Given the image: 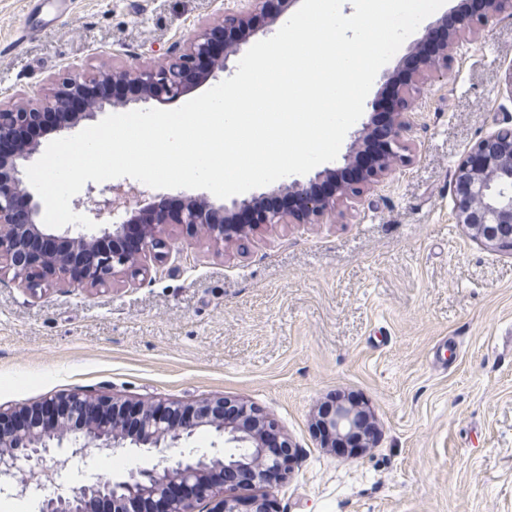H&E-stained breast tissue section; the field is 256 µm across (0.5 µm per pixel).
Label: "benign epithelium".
Returning a JSON list of instances; mask_svg holds the SVG:
<instances>
[{
  "label": "benign epithelium",
  "mask_w": 512,
  "mask_h": 512,
  "mask_svg": "<svg viewBox=\"0 0 512 512\" xmlns=\"http://www.w3.org/2000/svg\"><path fill=\"white\" fill-rule=\"evenodd\" d=\"M243 6L204 22L184 34L153 64H133L93 72L72 69L49 93L38 92L22 103L0 105V265L13 272L33 294L68 284L99 289L115 276H138L147 262L166 256L167 237L186 234L221 248L256 228L228 219L259 208L270 197L300 199L299 209L269 207L258 223H336V210L359 202L365 186L391 175L407 160L405 137L413 122L410 93H419L448 75L454 55L476 42L479 34L512 16V0H458L452 17L425 27L409 55L411 69L389 116L383 143L374 141L370 122L353 134L342 164L326 167L308 181L282 182L267 192L216 203L206 194L185 196L177 212L159 220L149 191L123 182L87 185L71 199L74 210L97 223L87 233L78 225L52 228L39 223L40 205L25 182V166L41 142L24 132L42 125L50 112L60 117L50 133L60 135L83 121H93L105 106L115 109L152 100L173 102L228 68L243 46L271 33L299 0H241ZM455 188L468 195L454 209L455 223L494 251H512V129L497 127L465 154L454 171ZM365 413L350 402H336L319 421L322 444L332 447L364 436ZM208 431L247 449L224 456L199 450L180 457L165 454L198 432ZM117 448L163 453L151 468L99 478L70 492L46 494L40 476L60 473L76 457ZM294 446L283 438L274 419L245 399L217 397L200 405L165 400H118L81 390L55 395L39 405L0 406V494L39 499V512H129L149 503L159 512H196L210 501V512H270L267 491L287 477ZM245 472L259 492L248 498L217 475Z\"/></svg>",
  "instance_id": "1"
}]
</instances>
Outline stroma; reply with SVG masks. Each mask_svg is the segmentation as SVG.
I'll return each mask as SVG.
<instances>
[{
	"mask_svg": "<svg viewBox=\"0 0 512 512\" xmlns=\"http://www.w3.org/2000/svg\"><path fill=\"white\" fill-rule=\"evenodd\" d=\"M232 0H0V103L68 69L157 58ZM512 17L414 95L406 162L332 224L260 226L218 249L178 236L138 278L32 296L0 272V405L80 389L188 404L245 398L298 447L274 512H512V254L455 224L451 174L512 120ZM370 412L366 450L322 447L321 406ZM72 462L67 491L155 463Z\"/></svg>",
	"mask_w": 512,
	"mask_h": 512,
	"instance_id": "obj_1",
	"label": "stroma"
}]
</instances>
